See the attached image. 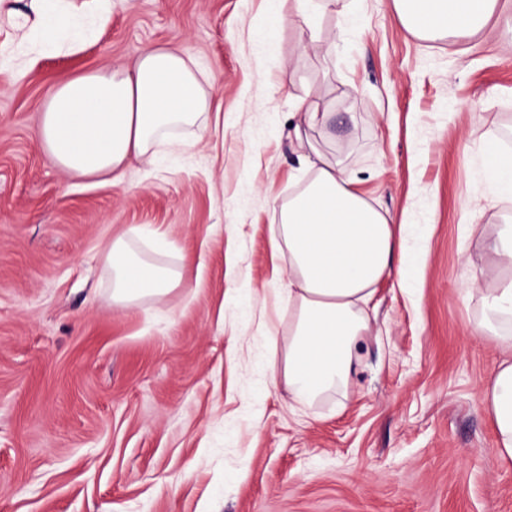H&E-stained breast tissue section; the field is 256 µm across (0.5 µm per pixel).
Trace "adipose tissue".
Returning <instances> with one entry per match:
<instances>
[{
	"instance_id": "obj_1",
	"label": "adipose tissue",
	"mask_w": 512,
	"mask_h": 512,
	"mask_svg": "<svg viewBox=\"0 0 512 512\" xmlns=\"http://www.w3.org/2000/svg\"><path fill=\"white\" fill-rule=\"evenodd\" d=\"M500 0H394L405 29L424 40L475 34L499 12ZM112 16V0H0V21L36 54L80 51ZM216 79L188 50L144 48L130 70L97 69L50 88L35 140L60 169L79 177L119 181L133 161L156 166L179 130L192 148L208 133L209 91ZM496 196L512 197V153L496 140L481 148ZM312 178L281 205L274 249L285 261L288 337L271 383H285L288 408L346 394L357 351L372 334L367 307L384 280L407 287L412 269L403 227L366 200L356 180L319 150L306 155ZM476 277L494 279L482 296L483 317L472 335L512 351V225L486 245ZM112 304L160 299L181 282L175 270L133 253L124 240L106 255ZM494 416L497 446L512 459V361L494 370L484 393Z\"/></svg>"
}]
</instances>
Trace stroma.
Returning <instances> with one entry per match:
<instances>
[{"label": "stroma", "instance_id": "35a3bbf8", "mask_svg": "<svg viewBox=\"0 0 512 512\" xmlns=\"http://www.w3.org/2000/svg\"><path fill=\"white\" fill-rule=\"evenodd\" d=\"M319 6L330 53L302 52L288 0H112L81 52L0 73V512H512L482 397L503 354L470 332L464 264L512 221L477 152L512 141V40L419 39L393 0ZM152 45L215 66L208 136L117 184L58 168L32 137L50 86ZM303 98L332 114L310 140L406 225L417 269L377 284L382 341L347 395L293 414L265 330H288L271 238ZM139 225L133 251L181 283L116 309L105 247Z\"/></svg>", "mask_w": 512, "mask_h": 512}]
</instances>
